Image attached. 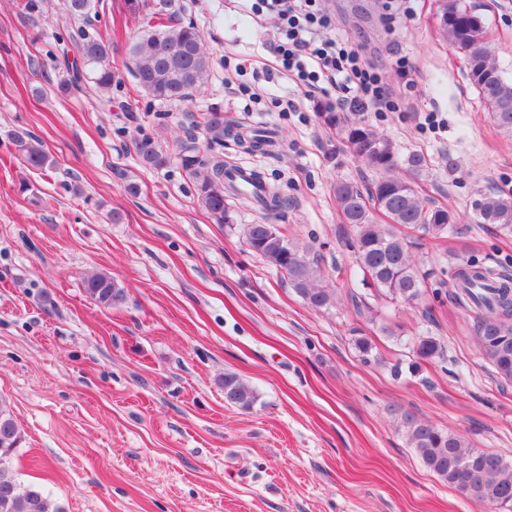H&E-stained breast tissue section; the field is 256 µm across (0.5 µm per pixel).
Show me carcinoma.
Returning <instances> with one entry per match:
<instances>
[{
  "label": "carcinoma",
  "mask_w": 512,
  "mask_h": 512,
  "mask_svg": "<svg viewBox=\"0 0 512 512\" xmlns=\"http://www.w3.org/2000/svg\"><path fill=\"white\" fill-rule=\"evenodd\" d=\"M139 36L129 54L133 75L139 86L153 99L187 101L206 86L211 72L210 57L201 41L200 31L191 22L164 20L151 13L139 21ZM439 29L466 58L468 76L490 109L494 128L512 134V78L504 76L492 61V53L482 57L475 51L488 45L483 16L457 5V13L448 15ZM77 46L89 68L97 91L105 95L112 89L115 73L105 64L112 42L102 34L78 35ZM329 128L342 131L357 157L379 174L368 193L352 182L336 184L334 193L344 223L347 243L352 249L360 282L379 296L403 302L413 308L426 306L428 275L420 272L411 249L413 243L398 227H413L425 236L443 238L456 231L461 218L456 212L428 206L414 187L395 175L397 169L419 173L428 167V157L420 152L400 156L393 142L378 133L365 119L335 112L329 106L319 113ZM233 127L224 124V111L214 108L205 116L209 144L221 145ZM14 151L34 170L52 164L40 140L26 131L11 135ZM142 161L154 167L168 157L151 138L137 143ZM179 160L197 179L199 200L216 224L230 223L225 185L224 159L206 156L195 143L181 145ZM475 224H493L512 234V193L489 192L474 201ZM387 218L380 224L373 216ZM244 243L277 273L288 280L304 303L312 309L331 306L333 294L320 285L318 254L301 248L275 224H247ZM86 293L97 303L112 306L124 300L125 292L110 275L94 273L84 280ZM453 298L475 315L476 345L497 375L512 383V278L498 275L477 259L463 262L454 274ZM413 353L432 361L444 355L441 341L428 334L410 339ZM224 403L251 410L259 399L257 390L233 373L220 381ZM402 425L412 448L424 466L442 482L459 489L468 499L482 505L486 512H512V462L496 453L473 448L460 435L427 420L406 414ZM23 442L22 430L6 401L0 399V512H64L37 486L22 490L13 472L14 455Z\"/></svg>",
  "instance_id": "cac0c4a2"
}]
</instances>
